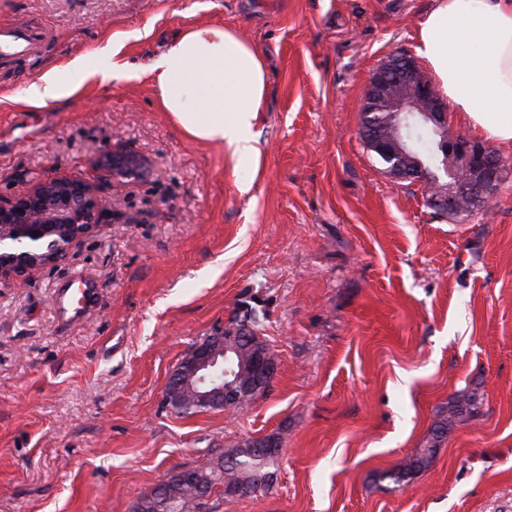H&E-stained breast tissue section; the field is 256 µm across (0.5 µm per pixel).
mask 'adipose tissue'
<instances>
[{"instance_id": "1", "label": "adipose tissue", "mask_w": 512, "mask_h": 512, "mask_svg": "<svg viewBox=\"0 0 512 512\" xmlns=\"http://www.w3.org/2000/svg\"><path fill=\"white\" fill-rule=\"evenodd\" d=\"M413 40L449 111L474 133L512 147V0H434ZM88 70L103 82L126 72L104 50L95 66L75 58L21 99L36 106L65 99L73 77ZM148 72L161 108L190 138L223 143L234 165L258 163L266 68L254 47L221 25L190 27Z\"/></svg>"}]
</instances>
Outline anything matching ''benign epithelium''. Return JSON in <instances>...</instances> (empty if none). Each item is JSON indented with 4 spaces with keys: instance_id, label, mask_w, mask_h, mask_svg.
I'll return each instance as SVG.
<instances>
[{
    "instance_id": "7a95c632",
    "label": "benign epithelium",
    "mask_w": 512,
    "mask_h": 512,
    "mask_svg": "<svg viewBox=\"0 0 512 512\" xmlns=\"http://www.w3.org/2000/svg\"><path fill=\"white\" fill-rule=\"evenodd\" d=\"M360 112L362 137L386 154V172L395 179L422 183L429 177V169L416 156L414 139L423 124L437 135L441 150L456 157L458 165L449 181L435 180L426 193L428 204L439 213L459 216L466 207L480 206L496 194L508 163L480 144L448 133L447 109L413 60L394 54L375 70L368 78ZM109 221L102 186L95 181L60 178L12 198L0 196V286L63 260L95 225ZM235 328L227 322L218 332L221 349L200 343L192 350V366L201 385L195 392L199 403L248 400L276 370L274 358L262 354L252 361L253 383L241 384L231 369L239 355Z\"/></svg>"
}]
</instances>
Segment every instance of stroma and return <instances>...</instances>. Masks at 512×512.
Returning a JSON list of instances; mask_svg holds the SVG:
<instances>
[{"mask_svg":"<svg viewBox=\"0 0 512 512\" xmlns=\"http://www.w3.org/2000/svg\"><path fill=\"white\" fill-rule=\"evenodd\" d=\"M432 3L0 0V27L44 35L0 57V194L97 178L123 217L0 288V512H134L172 473L268 436L269 491L217 512H512V148L497 150L511 168L496 196L449 217L359 134L370 74L415 56ZM199 25L265 60L258 166L186 136L142 71ZM106 47L126 77L21 101ZM118 150L137 175L99 167ZM77 279L98 304L64 323L57 290ZM245 305L266 313L269 390L244 410L177 413L170 374ZM465 394L476 408L430 465L391 481Z\"/></svg>","mask_w":512,"mask_h":512,"instance_id":"35a3bbf8","label":"stroma"}]
</instances>
